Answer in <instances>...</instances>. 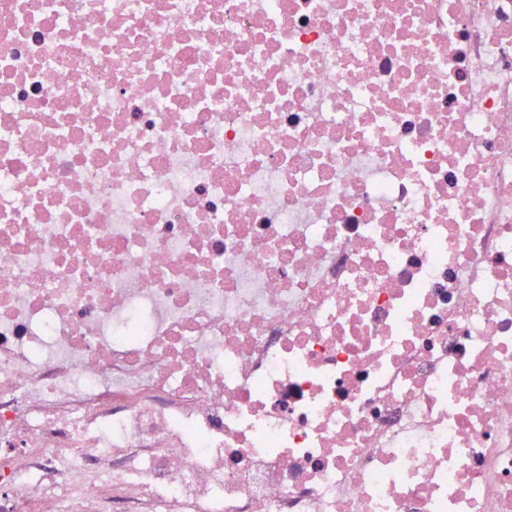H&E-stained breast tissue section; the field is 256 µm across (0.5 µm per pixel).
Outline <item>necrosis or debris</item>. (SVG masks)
<instances>
[{
    "label": "necrosis or debris",
    "instance_id": "1",
    "mask_svg": "<svg viewBox=\"0 0 512 512\" xmlns=\"http://www.w3.org/2000/svg\"><path fill=\"white\" fill-rule=\"evenodd\" d=\"M0 512H512V0H0Z\"/></svg>",
    "mask_w": 512,
    "mask_h": 512
}]
</instances>
